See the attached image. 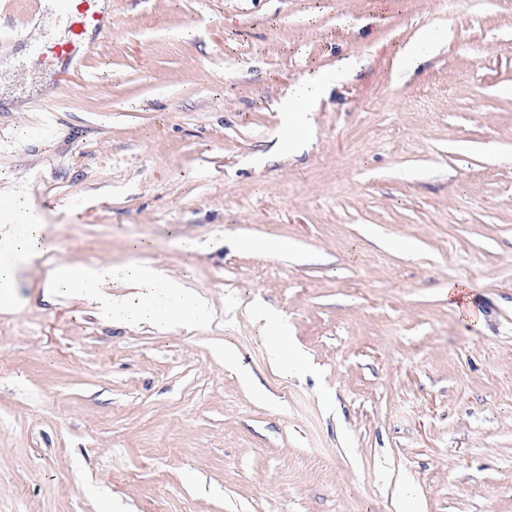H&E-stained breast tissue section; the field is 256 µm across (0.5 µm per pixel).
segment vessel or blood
<instances>
[{
	"label": "vessel or blood",
	"instance_id": "b4317fda",
	"mask_svg": "<svg viewBox=\"0 0 512 512\" xmlns=\"http://www.w3.org/2000/svg\"><path fill=\"white\" fill-rule=\"evenodd\" d=\"M99 0H59L60 11L70 22L71 38L55 45L51 53L59 73L77 70L84 54L90 49L87 33L102 34L112 26V19L98 7Z\"/></svg>",
	"mask_w": 512,
	"mask_h": 512
}]
</instances>
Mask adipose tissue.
<instances>
[{"mask_svg": "<svg viewBox=\"0 0 512 512\" xmlns=\"http://www.w3.org/2000/svg\"><path fill=\"white\" fill-rule=\"evenodd\" d=\"M325 86L323 74L308 73L281 99L279 111L289 121L303 124L306 113L323 96ZM18 211L24 233H17L13 225H0V306L4 308L9 305L6 291L14 285L17 263H33L46 247L44 225L36 222L26 206H19ZM159 288L174 303V313L151 305L150 300ZM44 293L87 300L111 323H146L161 330L174 325L197 328L208 320L211 311L208 299L171 277L160 264L149 267H115L109 263L65 265L45 281Z\"/></svg>", "mask_w": 512, "mask_h": 512, "instance_id": "adipose-tissue-1", "label": "adipose tissue"}]
</instances>
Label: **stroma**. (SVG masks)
<instances>
[{"mask_svg":"<svg viewBox=\"0 0 512 512\" xmlns=\"http://www.w3.org/2000/svg\"><path fill=\"white\" fill-rule=\"evenodd\" d=\"M349 56L289 146L277 102ZM4 58L0 188L50 246L0 311V512H512V0H112L81 72ZM158 259L209 324L42 288ZM287 333V320L280 319L272 331L273 341L275 342V349L278 358L288 368V370H293L295 368L302 369V361L297 357L293 358L290 354V350L288 349L286 342Z\"/></svg>","mask_w":512,"mask_h":512,"instance_id":"obj_1","label":"stroma"}]
</instances>
